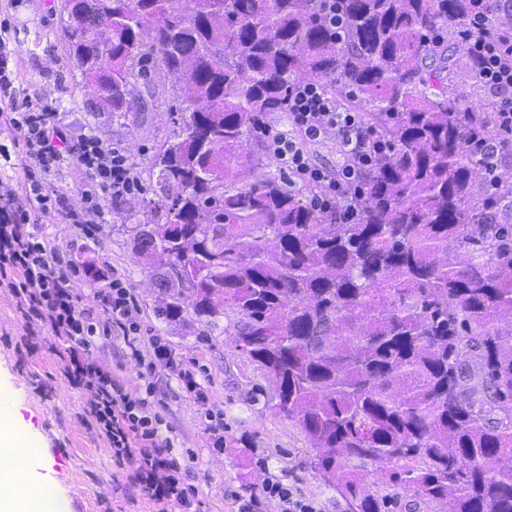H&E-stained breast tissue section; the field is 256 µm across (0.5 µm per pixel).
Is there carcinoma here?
I'll list each match as a JSON object with an SVG mask.
<instances>
[{
  "instance_id": "cac0c4a2",
  "label": "carcinoma",
  "mask_w": 512,
  "mask_h": 512,
  "mask_svg": "<svg viewBox=\"0 0 512 512\" xmlns=\"http://www.w3.org/2000/svg\"><path fill=\"white\" fill-rule=\"evenodd\" d=\"M92 3L68 56L104 108L131 109L151 57L186 93L144 199L175 236L132 227L160 285L179 283L162 315L187 290L211 324L235 311V347L349 512H390L374 470L448 512H512V160L491 198L494 103L471 59L465 104L429 70L454 67L474 0H336V35L315 0ZM300 81L347 92L386 147L355 224L262 172L256 120Z\"/></svg>"
}]
</instances>
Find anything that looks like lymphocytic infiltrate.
I'll return each mask as SVG.
<instances>
[{
	"label": "lymphocytic infiltrate",
	"instance_id": "obj_1",
	"mask_svg": "<svg viewBox=\"0 0 512 512\" xmlns=\"http://www.w3.org/2000/svg\"><path fill=\"white\" fill-rule=\"evenodd\" d=\"M483 13L473 14L465 42L477 74L493 96L500 137L482 152L489 177H496L512 150V29L495 37L484 33ZM15 55L0 38V123L22 144L31 165L40 172L57 171L63 162L79 166L86 177L84 209L63 206L61 197L34 180L24 189L12 187L0 174V291L11 295L25 317L46 328L59 348L63 372L73 385L91 394L85 411L92 434L106 443L116 464L128 468V477L158 512H200L188 467L182 466L158 411L152 380L157 363L168 350L152 339L153 357L141 349L140 307L123 278L94 293L92 306H82L74 283L80 270L71 254L51 246L40 231L43 218L80 225L88 236L97 229L92 214L103 202L122 201L140 191L139 174L121 149L96 137L73 135L59 112L33 104L16 84ZM258 133L269 155L287 176L289 188L303 190L311 207L336 211L342 224L357 223V204L375 159L373 134L363 113L346 108L319 82H299L288 92V129L272 131L258 121ZM334 148L342 163L329 169L318 163L315 147ZM121 332L125 355L142 369L144 395L127 392L123 380L106 363L90 359L97 339Z\"/></svg>",
	"mask_w": 512,
	"mask_h": 512
}]
</instances>
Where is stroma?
<instances>
[{
  "label": "stroma",
  "instance_id": "35a3bbf8",
  "mask_svg": "<svg viewBox=\"0 0 512 512\" xmlns=\"http://www.w3.org/2000/svg\"><path fill=\"white\" fill-rule=\"evenodd\" d=\"M4 36L16 49L14 68L29 98L52 104L74 135H92L124 150L136 165L144 187L141 195L123 203L104 202L95 238L78 225L44 220L51 245L70 252L81 273L75 288L82 303L120 274L142 309L143 350L159 337L172 357L194 365L203 393L195 398L182 390L166 368L154 381L160 411L172 427L176 450H189L190 483L198 491L202 512H238L249 500L248 484L273 480L310 500L316 512H348L344 499L310 466L312 445L297 422L279 417L271 408L276 385L232 342L237 316L225 311L215 323L197 317L184 304L178 318L161 316L164 294L155 285L153 268L136 252L133 224H156L144 205L152 197L155 179L151 163L173 135L170 110L180 90L166 71L147 63L145 76L135 77L134 98L145 101L142 112L114 114L99 108L92 90L67 56V16L61 0H0ZM120 336L91 351L95 360L116 364L117 374L131 394L143 392L140 368L120 360ZM14 399V433L39 440L47 454L57 456L58 468L45 473L64 502L80 512H155L112 459L106 445L91 434L84 419L88 391L75 387L61 371V359L43 329L27 332L26 319L14 298L0 292V391ZM224 418V447L213 450L205 431L206 413Z\"/></svg>",
  "mask_w": 512,
  "mask_h": 512
}]
</instances>
